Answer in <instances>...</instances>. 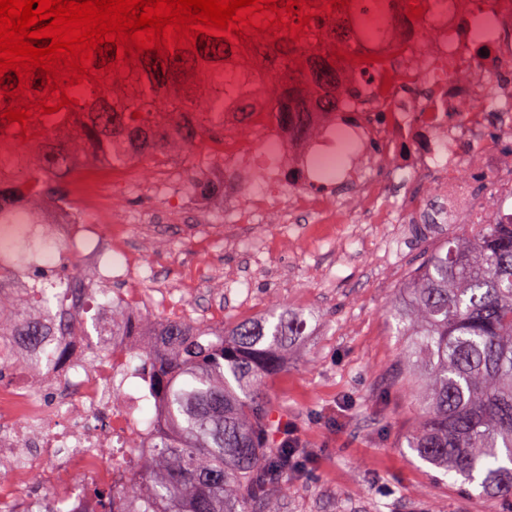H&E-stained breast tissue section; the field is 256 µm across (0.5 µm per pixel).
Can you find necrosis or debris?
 I'll use <instances>...</instances> for the list:
<instances>
[{"instance_id": "4bbe7bcc", "label": "necrosis or debris", "mask_w": 512, "mask_h": 512, "mask_svg": "<svg viewBox=\"0 0 512 512\" xmlns=\"http://www.w3.org/2000/svg\"><path fill=\"white\" fill-rule=\"evenodd\" d=\"M420 16L402 10L401 28H383L374 60L362 68L371 88L370 114L337 113L319 123L313 138L297 140L255 112L252 137L228 132L219 150L251 177L246 194L224 200L235 223L253 224L276 210L315 217L320 224H421L430 208L419 198L394 201L388 181L417 176L428 181L452 224L512 222V0H415ZM484 21L490 41L478 40ZM354 186L345 200L324 191L320 170ZM492 185L480 200L471 179ZM89 215L83 224H56L101 284L112 280V254L91 231L112 208L107 180H88L75 202ZM62 363L29 373L22 385H0V463L17 462L0 483V498L25 512L34 499L72 504L94 512L81 492L94 481L124 485L135 480L129 461H145V448L119 446L122 436H145L134 416L143 394L128 392L112 405V376L90 363L76 336L61 339ZM68 397L45 403L44 389Z\"/></svg>"}]
</instances>
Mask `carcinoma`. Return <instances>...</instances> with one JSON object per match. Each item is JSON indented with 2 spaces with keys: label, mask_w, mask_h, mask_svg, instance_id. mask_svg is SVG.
Returning <instances> with one entry per match:
<instances>
[{
  "label": "carcinoma",
  "mask_w": 512,
  "mask_h": 512,
  "mask_svg": "<svg viewBox=\"0 0 512 512\" xmlns=\"http://www.w3.org/2000/svg\"><path fill=\"white\" fill-rule=\"evenodd\" d=\"M397 2L351 0L315 18L317 34L296 42L248 41L233 31L230 43L205 35L193 51L125 55L121 70L100 75L103 85L70 87L79 102L61 108L65 124L29 130L28 156L0 169V225L18 210L45 207L79 224L81 215L66 202L74 174L143 158L160 162L192 150L206 132L221 140L228 114L246 130L261 108L296 139L315 135L318 116L354 108L370 95L365 82L345 76L361 43L351 19L366 20L382 5L393 24ZM132 55L138 59L130 63ZM158 61L175 70H160ZM259 61L275 72L274 81L257 75ZM18 83L12 71L0 79V152L21 136L3 117L7 107L21 108L6 96ZM28 85L32 98L24 101L32 109L46 75H31ZM187 187L220 191L194 171ZM14 252L22 264L44 261L24 292L5 287L22 271L0 265V336L19 337L28 367L62 358L58 336L103 335L86 317L101 305L112 308V335L169 339L145 352L137 370L145 395L162 406L145 478L119 494L92 486L87 493L98 512H279L288 473L308 461L303 449L273 442L278 423L260 389L282 367L288 337L298 333L287 311L273 309L228 331L201 320L153 321L128 311L119 292L91 279L49 235L1 237L0 255ZM402 289L406 301L393 315L410 343L398 372L415 383L419 403L408 448L435 470L461 477L463 488L475 483L486 497L512 499V223L479 224L451 239ZM89 350L97 362L127 354L115 343L92 342Z\"/></svg>",
  "instance_id": "carcinoma-1"
}]
</instances>
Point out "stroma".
Returning a JSON list of instances; mask_svg holds the SVG:
<instances>
[{"mask_svg": "<svg viewBox=\"0 0 512 512\" xmlns=\"http://www.w3.org/2000/svg\"><path fill=\"white\" fill-rule=\"evenodd\" d=\"M242 185L239 171L206 146L159 165L132 167L116 183L113 218L101 241L129 264L117 283L151 302L147 316L172 315L233 327L272 306L304 321L264 391L278 421L300 435L313 460L289 474L283 512H512V502L461 492L414 456L406 441L416 410L394 365L407 345L390 313L402 286L464 224L279 223L224 220V199L200 200L185 172Z\"/></svg>", "mask_w": 512, "mask_h": 512, "instance_id": "35a3bbf8", "label": "stroma"}]
</instances>
